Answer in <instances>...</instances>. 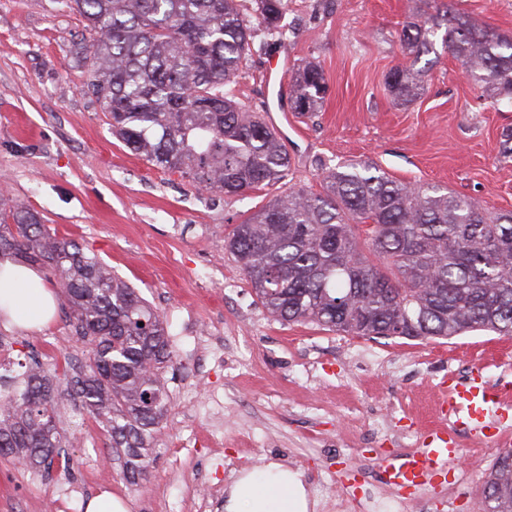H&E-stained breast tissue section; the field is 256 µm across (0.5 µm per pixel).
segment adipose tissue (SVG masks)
<instances>
[{
    "label": "adipose tissue",
    "mask_w": 512,
    "mask_h": 512,
    "mask_svg": "<svg viewBox=\"0 0 512 512\" xmlns=\"http://www.w3.org/2000/svg\"><path fill=\"white\" fill-rule=\"evenodd\" d=\"M35 273L27 268L0 263V311L16 326L37 329L53 315L51 291L35 287ZM310 501L300 471L269 463L261 473H242L229 486L224 512H309Z\"/></svg>",
    "instance_id": "1"
}]
</instances>
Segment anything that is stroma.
<instances>
[{
  "mask_svg": "<svg viewBox=\"0 0 512 512\" xmlns=\"http://www.w3.org/2000/svg\"><path fill=\"white\" fill-rule=\"evenodd\" d=\"M512 36V0H288L286 41L256 37L234 84L263 112L293 160L285 182L238 197L199 190L154 168L113 136L102 104L83 86L76 52L93 38L56 0H0V199L35 211L134 286L164 318L177 358L169 406L147 473L124 480L106 458L103 431L73 401L60 407L69 461L36 472L0 456V512H85L100 490L130 512H224V487L272 461L302 472L316 512H472L498 448L465 445L463 462L399 495L381 459L424 447L417 414L448 376L480 371L512 385V337L474 331L443 340L368 338L311 323H281L258 303L224 237L289 187L318 191L326 168L370 161L393 178L441 185L512 211V163L498 160L512 106L486 96L440 52L422 94L398 106L385 81L404 63V21L440 2ZM324 72L320 112L299 115L287 89L265 78L271 59ZM56 295L47 328L0 319L14 362L58 364L74 374L81 343Z\"/></svg>",
  "mask_w": 512,
  "mask_h": 512,
  "instance_id": "1",
  "label": "stroma"
}]
</instances>
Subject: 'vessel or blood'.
Masks as SVG:
<instances>
[{
  "mask_svg": "<svg viewBox=\"0 0 512 512\" xmlns=\"http://www.w3.org/2000/svg\"><path fill=\"white\" fill-rule=\"evenodd\" d=\"M442 393L448 402V422L432 431L429 447L409 455H389L379 463L382 481L396 493L426 484L452 465L461 453L462 440L497 443L512 437V390L470 376L449 378Z\"/></svg>",
  "mask_w": 512,
  "mask_h": 512,
  "instance_id": "vessel-or-blood-1",
  "label": "vessel or blood"
}]
</instances>
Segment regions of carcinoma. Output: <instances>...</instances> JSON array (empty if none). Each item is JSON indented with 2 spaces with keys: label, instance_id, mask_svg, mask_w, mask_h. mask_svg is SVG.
<instances>
[{
  "label": "carcinoma",
  "instance_id": "1",
  "mask_svg": "<svg viewBox=\"0 0 512 512\" xmlns=\"http://www.w3.org/2000/svg\"><path fill=\"white\" fill-rule=\"evenodd\" d=\"M94 33L80 47L86 86L112 135L149 165L228 197L290 175L291 156L262 113L232 84L257 33L287 39L288 0H58ZM469 81L512 103V36L443 5L402 25L399 41L419 60L434 37ZM424 71L398 65L394 103L423 89ZM327 91L306 61L290 81L303 115ZM224 252L262 307L282 323H313L355 336L450 338L473 330L512 336V211L491 214L475 198L395 180L355 160L326 172L321 190H290L234 225ZM0 253L40 264L66 298L86 348L67 381L123 463L132 485L146 474L167 413L164 374L175 358L162 317L139 291L29 209L0 207ZM57 368L0 374V456L49 471L65 457L56 417ZM481 512H512V459L499 457L477 496Z\"/></svg>",
  "mask_w": 512,
  "mask_h": 512
}]
</instances>
